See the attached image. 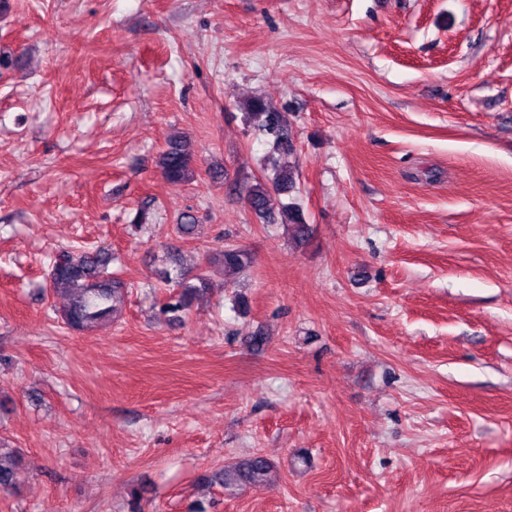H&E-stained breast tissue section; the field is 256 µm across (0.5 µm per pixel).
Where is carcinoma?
<instances>
[{
  "label": "carcinoma",
  "mask_w": 512,
  "mask_h": 512,
  "mask_svg": "<svg viewBox=\"0 0 512 512\" xmlns=\"http://www.w3.org/2000/svg\"><path fill=\"white\" fill-rule=\"evenodd\" d=\"M243 110L258 130L274 138L280 151L286 154L293 151L281 114L270 111L262 98H250L243 105ZM192 161L190 143L181 138L162 152L158 166L165 179L186 182L193 176ZM295 186V168H277L271 186L259 183L248 191V206L256 215L267 217L272 214L273 193L290 191ZM281 217L297 240L303 242L308 239L310 225L299 206L292 203L282 206ZM110 261L109 254L103 249H83L77 253L63 250L52 258L50 286L54 293L68 297L60 313L61 321L68 329L90 331L98 324L114 321L119 314L127 286L123 279L108 272ZM220 261L224 271L237 274L251 264V256L237 248H226L220 255ZM175 288L164 310L173 314L188 311L206 293L207 275L201 272L191 279H181ZM18 462L16 451L0 447V492L7 493L14 487ZM271 471V462L256 455L224 466L212 473L208 483L220 484L230 492L261 489L269 485Z\"/></svg>",
  "instance_id": "carcinoma-1"
}]
</instances>
